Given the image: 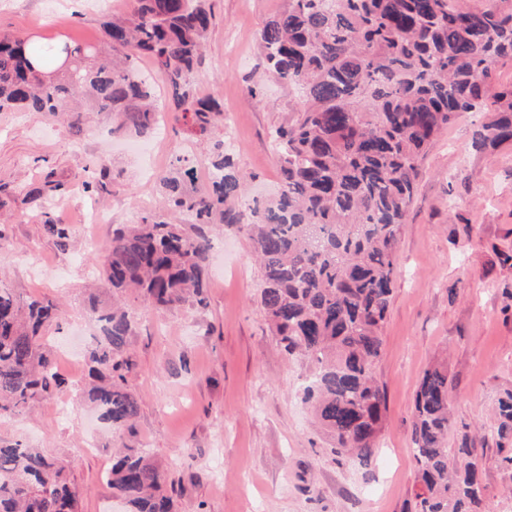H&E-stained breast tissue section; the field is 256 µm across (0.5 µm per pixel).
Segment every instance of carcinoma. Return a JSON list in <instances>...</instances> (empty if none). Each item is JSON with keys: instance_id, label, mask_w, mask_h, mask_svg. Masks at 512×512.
<instances>
[{"instance_id": "cac0c4a2", "label": "carcinoma", "mask_w": 512, "mask_h": 512, "mask_svg": "<svg viewBox=\"0 0 512 512\" xmlns=\"http://www.w3.org/2000/svg\"><path fill=\"white\" fill-rule=\"evenodd\" d=\"M104 23V40L28 46L0 38V110L50 116L85 99L138 136L153 132V79L137 68L151 60L173 91L175 108L206 133L220 105L196 99L189 78L202 60L210 26L207 0H136ZM266 72L296 92L288 123L275 129L281 185L241 209V176L214 144L211 189H187L193 170L177 155L161 179L170 214L195 218L196 235L151 215L112 229L100 260L104 287L131 292L157 311L204 302L211 237L205 227L235 226L260 264L261 305L284 350L304 357L314 376L304 389L334 453L371 467L385 395L375 375L392 295L399 231L434 140L460 116L490 118L475 144L512 142V85L496 88L492 67L512 60V0L461 9L451 0H288L258 35ZM58 62L49 75L40 66ZM46 232L64 247L67 224L44 213ZM101 336L87 348L93 379L84 395L106 427L134 433L139 398L126 380L132 320L115 300H90ZM56 305L24 301L0 286V417L29 410L64 386L46 352L45 331L61 325ZM448 368H427L413 397L411 454L419 512H490L470 435L448 458ZM491 430L512 465V391L498 400ZM127 512H173L164 475L137 446H125L106 474ZM0 512H79L62 458L0 442Z\"/></svg>"}]
</instances>
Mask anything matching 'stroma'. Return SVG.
I'll return each mask as SVG.
<instances>
[{
    "instance_id": "35a3bbf8",
    "label": "stroma",
    "mask_w": 512,
    "mask_h": 512,
    "mask_svg": "<svg viewBox=\"0 0 512 512\" xmlns=\"http://www.w3.org/2000/svg\"><path fill=\"white\" fill-rule=\"evenodd\" d=\"M288 0H210L212 19L195 96L217 95L224 117L199 136L182 113L166 112V141L153 156L120 149L128 132L109 112L0 111V283L15 295L56 303L53 345L84 346L98 333L87 307L100 257L116 224L157 211L160 177L174 154L188 157L194 190H207L213 145L233 140L242 199L277 189L270 136L292 115L295 93L264 71L257 49L266 20ZM135 0H0V35L94 43L106 15ZM258 96H251V88ZM482 114L456 120L430 148L399 236L394 289L375 367L386 410L375 460L362 469L336 455L301 402L311 370L271 335L260 304V271L246 235L212 233L203 304L159 313L134 297L128 384L140 400L135 439L165 474L177 512H415L412 399L425 369L448 363L454 424L475 435L491 512H512V471L489 432L498 398L512 391V144L479 152ZM107 157L103 189H86L85 169ZM111 216L96 237L81 222L90 208ZM69 225L59 247L42 219ZM66 387L24 415L0 419V441L64 458L80 490V512H124L103 478L124 439L89 435L93 413L81 388L85 366L55 357Z\"/></svg>"
}]
</instances>
